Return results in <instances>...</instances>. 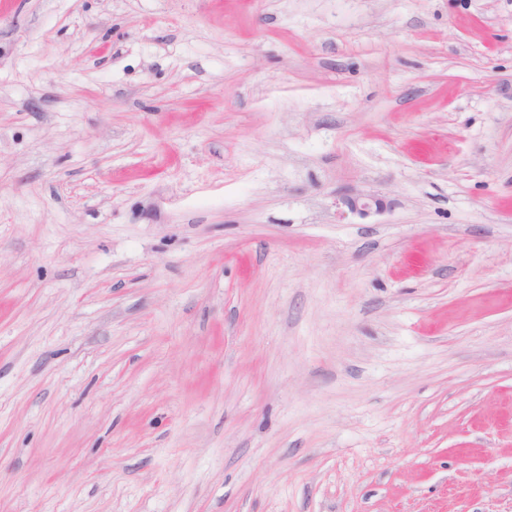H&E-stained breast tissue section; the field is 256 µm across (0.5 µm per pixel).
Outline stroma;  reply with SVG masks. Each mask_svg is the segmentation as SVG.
Segmentation results:
<instances>
[{"label": "stroma", "mask_w": 512, "mask_h": 512, "mask_svg": "<svg viewBox=\"0 0 512 512\" xmlns=\"http://www.w3.org/2000/svg\"><path fill=\"white\" fill-rule=\"evenodd\" d=\"M0 512H512V0H0ZM347 210L361 218L378 214L387 208L385 199L376 195H349L342 199Z\"/></svg>", "instance_id": "1"}]
</instances>
